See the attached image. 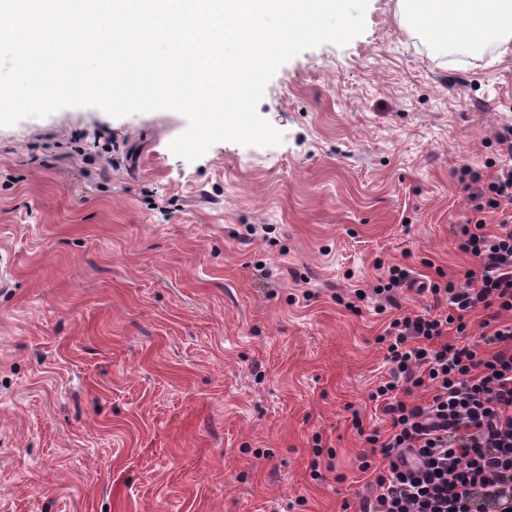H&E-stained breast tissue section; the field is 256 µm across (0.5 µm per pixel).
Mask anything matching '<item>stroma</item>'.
Listing matches in <instances>:
<instances>
[{
    "mask_svg": "<svg viewBox=\"0 0 512 512\" xmlns=\"http://www.w3.org/2000/svg\"><path fill=\"white\" fill-rule=\"evenodd\" d=\"M258 113L279 145L193 163L172 110L0 127V512H356L378 338L432 303L373 288L475 268L460 169L494 174L512 49L436 53L369 0ZM410 272L405 269L403 266L399 264H392L388 267V271L385 275L384 282L383 279H379L380 284H378L373 290L376 295H385V300L392 306L397 308V303L394 297V292L398 288H403L404 286L410 288L414 285L412 281L409 280Z\"/></svg>",
    "mask_w": 512,
    "mask_h": 512,
    "instance_id": "1",
    "label": "stroma"
}]
</instances>
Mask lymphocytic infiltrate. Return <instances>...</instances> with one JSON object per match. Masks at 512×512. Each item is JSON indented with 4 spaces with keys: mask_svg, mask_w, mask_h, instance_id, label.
Returning a JSON list of instances; mask_svg holds the SVG:
<instances>
[{
    "mask_svg": "<svg viewBox=\"0 0 512 512\" xmlns=\"http://www.w3.org/2000/svg\"><path fill=\"white\" fill-rule=\"evenodd\" d=\"M497 140L509 161L491 181L461 168L475 186L476 218L458 248L477 269L460 286L420 283L435 313L399 314L379 337L388 376L370 398L391 427L366 437L359 512H512V126ZM489 214L499 217L492 229ZM479 309L486 317L475 336L468 319ZM417 389L428 400L406 403Z\"/></svg>",
    "mask_w": 512,
    "mask_h": 512,
    "instance_id": "obj_1",
    "label": "lymphocytic infiltrate"
}]
</instances>
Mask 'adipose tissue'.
Segmentation results:
<instances>
[{"label":"adipose tissue","mask_w":512,"mask_h":512,"mask_svg":"<svg viewBox=\"0 0 512 512\" xmlns=\"http://www.w3.org/2000/svg\"><path fill=\"white\" fill-rule=\"evenodd\" d=\"M403 28L426 32L435 47L467 55L485 45L512 43V0H398ZM473 19L465 34L449 30L448 16Z\"/></svg>","instance_id":"ef3b65f1"}]
</instances>
